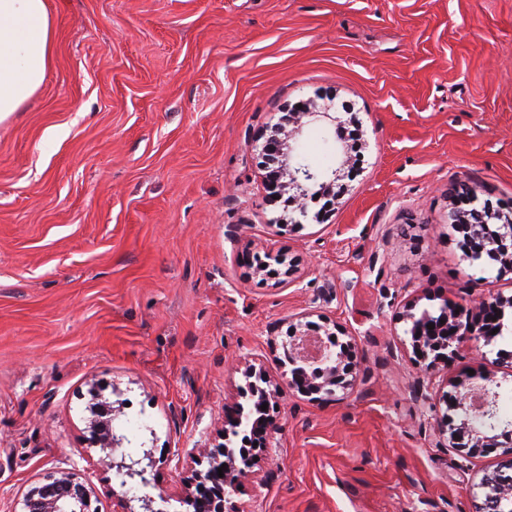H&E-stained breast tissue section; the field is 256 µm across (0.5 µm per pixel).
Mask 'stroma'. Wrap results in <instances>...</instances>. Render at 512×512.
Instances as JSON below:
<instances>
[{
  "label": "stroma",
  "instance_id": "obj_1",
  "mask_svg": "<svg viewBox=\"0 0 512 512\" xmlns=\"http://www.w3.org/2000/svg\"><path fill=\"white\" fill-rule=\"evenodd\" d=\"M46 3L45 80L0 122V512L57 470L100 512H140L88 444L94 385L153 448L149 494L192 512L189 455L223 445L251 366L281 385V429L226 512H475L499 454L446 447L439 424L486 377L512 417V307L425 405L402 316L512 297L450 222L465 188L512 211V0ZM345 101L363 169L278 232L266 129ZM281 252L294 284L249 260ZM298 326L353 342L350 385L286 386Z\"/></svg>",
  "mask_w": 512,
  "mask_h": 512
}]
</instances>
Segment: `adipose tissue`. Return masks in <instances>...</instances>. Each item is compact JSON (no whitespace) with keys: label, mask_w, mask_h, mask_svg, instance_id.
<instances>
[{"label":"adipose tissue","mask_w":512,"mask_h":512,"mask_svg":"<svg viewBox=\"0 0 512 512\" xmlns=\"http://www.w3.org/2000/svg\"><path fill=\"white\" fill-rule=\"evenodd\" d=\"M52 33L45 0H0V121L41 86Z\"/></svg>","instance_id":"adipose-tissue-1"}]
</instances>
